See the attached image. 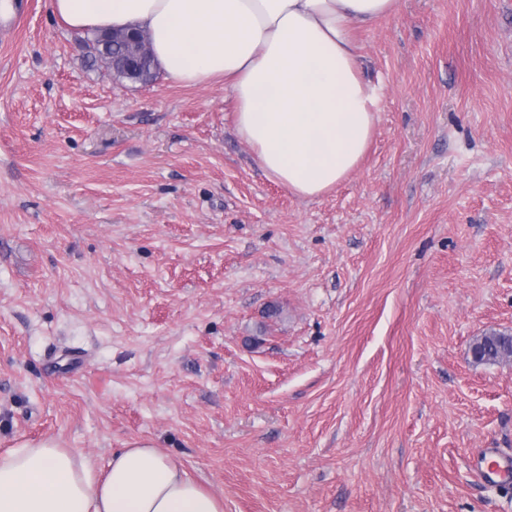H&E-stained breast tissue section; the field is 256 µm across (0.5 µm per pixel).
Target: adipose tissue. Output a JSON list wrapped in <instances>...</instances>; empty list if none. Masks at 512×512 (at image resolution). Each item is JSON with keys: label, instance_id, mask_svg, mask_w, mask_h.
<instances>
[{"label": "adipose tissue", "instance_id": "1", "mask_svg": "<svg viewBox=\"0 0 512 512\" xmlns=\"http://www.w3.org/2000/svg\"><path fill=\"white\" fill-rule=\"evenodd\" d=\"M397 0H50L78 33L144 31L166 79L228 82L234 127L270 179L312 200L361 164L378 93L353 32ZM0 512H224L153 444L136 441L98 473L51 437L0 454Z\"/></svg>", "mask_w": 512, "mask_h": 512}]
</instances>
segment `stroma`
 <instances>
[{
	"mask_svg": "<svg viewBox=\"0 0 512 512\" xmlns=\"http://www.w3.org/2000/svg\"><path fill=\"white\" fill-rule=\"evenodd\" d=\"M378 118L302 200L221 81L90 65L49 0L0 17V452L99 471L150 441L224 512H512V0H399L358 30ZM478 353V363L499 364L503 355L512 356V335L489 332L481 336L473 344ZM472 467L476 475L488 483L506 482L512 477V459L495 448H482L473 455Z\"/></svg>",
	"mask_w": 512,
	"mask_h": 512,
	"instance_id": "stroma-1",
	"label": "stroma"
}]
</instances>
